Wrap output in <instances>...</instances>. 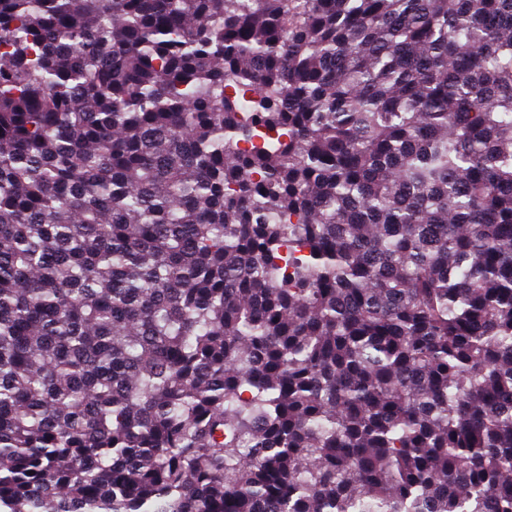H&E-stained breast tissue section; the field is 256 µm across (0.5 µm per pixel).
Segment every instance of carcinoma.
Instances as JSON below:
<instances>
[{"instance_id":"carcinoma-1","label":"carcinoma","mask_w":512,"mask_h":512,"mask_svg":"<svg viewBox=\"0 0 512 512\" xmlns=\"http://www.w3.org/2000/svg\"><path fill=\"white\" fill-rule=\"evenodd\" d=\"M0 512H512V0H0Z\"/></svg>"}]
</instances>
